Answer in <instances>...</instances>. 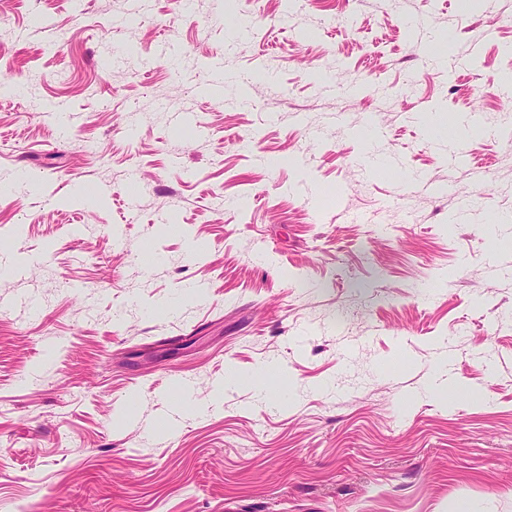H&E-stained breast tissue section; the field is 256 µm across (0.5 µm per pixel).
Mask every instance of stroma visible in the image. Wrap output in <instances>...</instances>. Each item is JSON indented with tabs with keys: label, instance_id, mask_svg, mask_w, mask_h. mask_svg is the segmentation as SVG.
Listing matches in <instances>:
<instances>
[{
	"label": "stroma",
	"instance_id": "35a3bbf8",
	"mask_svg": "<svg viewBox=\"0 0 512 512\" xmlns=\"http://www.w3.org/2000/svg\"><path fill=\"white\" fill-rule=\"evenodd\" d=\"M0 72V512H512V0H0Z\"/></svg>",
	"mask_w": 512,
	"mask_h": 512
}]
</instances>
